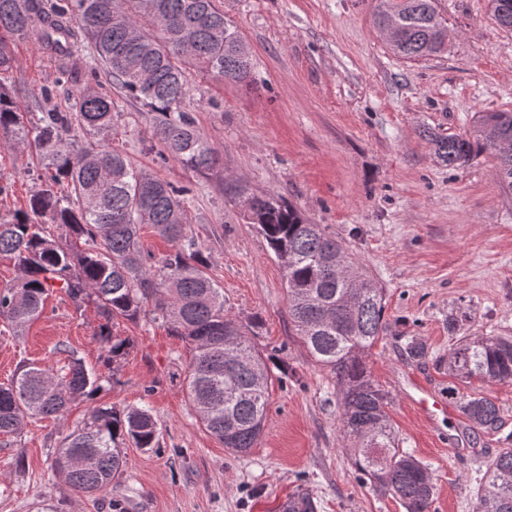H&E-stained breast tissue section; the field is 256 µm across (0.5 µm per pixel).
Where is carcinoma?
Wrapping results in <instances>:
<instances>
[{"label": "carcinoma", "instance_id": "obj_1", "mask_svg": "<svg viewBox=\"0 0 512 512\" xmlns=\"http://www.w3.org/2000/svg\"><path fill=\"white\" fill-rule=\"evenodd\" d=\"M493 16L512 30V0H491ZM379 27L392 31V51L415 61L448 48V26L435 0H380ZM92 52L91 67L67 64L45 106L33 118L21 111L8 83L13 44L33 38L47 52L73 55L74 39ZM242 38L218 0H0V147L27 146L45 162L46 184L26 208L0 218V254L20 273L0 290V318L15 333L42 316L58 289L79 304L93 298L107 323L99 328L112 362L129 347L109 322L135 321L148 310L191 346L183 390L205 430L227 449L244 454L263 431L272 370L249 331L224 312V293L188 232L185 190L133 166L109 147L115 103L105 84L115 85L157 113L153 138L159 158L206 170L217 151L197 130L186 109L190 87L185 66L225 82L255 83ZM63 93L67 105L52 103ZM437 158L450 167L490 149L496 183L512 192V112L479 113L466 136L429 134ZM285 273L288 315L312 360L336 377L339 431L356 479L398 501L406 512H430L435 487L426 466L399 448L386 412L388 394L371 378L366 356L386 329L383 289L336 237L274 196L254 197L246 210ZM48 221L72 237L59 243ZM152 226L174 250L153 263L141 247L143 225ZM448 375L469 384L512 382V336H464L448 350ZM110 382L71 355L67 364L26 363L0 386V434H21L26 420L64 414L69 404L90 398ZM474 430L496 431L500 407L482 392L469 395L448 384ZM157 424L147 409L120 411L95 406L90 417L54 449L56 470L78 494L106 491L126 467L122 444L152 448ZM475 512H512V448L502 449L475 490ZM281 512H317L313 494L299 489Z\"/></svg>", "mask_w": 512, "mask_h": 512}]
</instances>
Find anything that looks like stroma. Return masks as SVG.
<instances>
[{
  "label": "stroma",
  "instance_id": "1",
  "mask_svg": "<svg viewBox=\"0 0 512 512\" xmlns=\"http://www.w3.org/2000/svg\"><path fill=\"white\" fill-rule=\"evenodd\" d=\"M220 3L250 49L256 83L223 84L186 69L187 108L217 164L195 171L159 161L153 113L117 89L112 147L189 188L190 234L224 290L225 311L285 364L262 434L239 455L203 428L183 392L189 349L167 326L116 323L114 334L131 346L114 363L96 336L105 321L96 304L78 308L55 292L22 335L0 333V384L22 362L58 368L71 351L110 383L65 416L32 418L20 436H0V512H42L47 500L54 512H115L117 502L122 512H278L300 486L318 512H405L355 478L336 378L308 357L288 316L283 270L245 221L247 197L265 194L325 227L383 288L387 332L367 358L372 378L389 394L402 449L429 468L431 512H473L490 461L512 446V383H474L496 400L502 420L499 431L476 433L448 400L444 360L456 336L512 334V194L495 184L492 152L448 167L427 134L464 136L476 113L512 111V32L497 26L489 0H436L448 51L407 61L376 25V0ZM15 56L20 107L39 111L62 62L23 39ZM40 172L35 154L0 149V217L25 208ZM461 312L467 321L450 331L449 317ZM414 339L425 358L409 357ZM421 389L445 403L434 419L415 402ZM96 404L148 409L159 437L153 448L126 443L123 476L82 496L58 476L53 450Z\"/></svg>",
  "mask_w": 512,
  "mask_h": 512
}]
</instances>
